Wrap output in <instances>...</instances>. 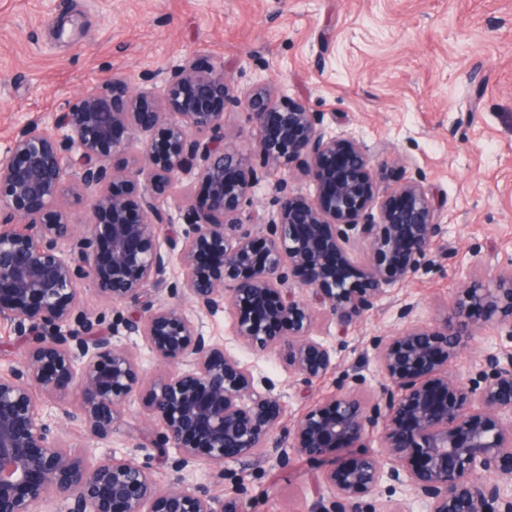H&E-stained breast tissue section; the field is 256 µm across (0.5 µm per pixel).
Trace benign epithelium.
Masks as SVG:
<instances>
[{
    "mask_svg": "<svg viewBox=\"0 0 512 512\" xmlns=\"http://www.w3.org/2000/svg\"><path fill=\"white\" fill-rule=\"evenodd\" d=\"M229 107L247 111L255 144L246 152L225 142ZM136 132L148 135L140 153L129 147ZM385 154L378 149L374 162L357 140L328 134L324 113L300 100L263 86L238 93L194 56L171 71L158 99L116 73L52 125L25 122L0 155V319L22 338L19 366L0 371V512H36L52 495L56 512H245L243 480L230 477L221 497L188 482L196 465L286 467L295 456L324 464L307 512H411L415 501L429 512H512V348L484 350L466 379L452 374L474 335L472 311L512 340V267L465 282L433 329L402 306L404 328L372 343L377 391L362 396L366 378L356 375L286 429L275 385L256 379L180 305L156 297L171 258L155 229L174 222L164 202L186 178L201 191L184 192L186 228L176 242L184 275L169 293L188 296L200 314L235 311L236 341L275 355L304 384L335 370L350 329L387 286L431 260L444 234L443 203L413 177L387 186ZM282 170L276 213L242 217L254 188ZM295 174L313 179L312 199L294 193ZM87 192L92 219L79 234L59 202ZM354 237L370 260L348 284L336 263ZM295 274L298 292L284 287ZM84 282L112 307L135 310L103 326L81 306ZM320 314L336 326V342L321 335ZM131 336L165 370L147 373L118 342ZM37 393L54 413H39ZM73 393L78 415L66 406ZM135 394L156 446L174 450L163 483L136 460L148 428L122 412ZM62 418L92 440L126 426L133 448L90 461L61 440ZM373 432L380 448L368 450ZM384 488L402 496L378 505Z\"/></svg>",
    "mask_w": 512,
    "mask_h": 512,
    "instance_id": "benign-epithelium-1",
    "label": "benign epithelium"
}]
</instances>
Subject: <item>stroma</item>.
I'll use <instances>...</instances> for the list:
<instances>
[{"label":"stroma","instance_id":"1","mask_svg":"<svg viewBox=\"0 0 512 512\" xmlns=\"http://www.w3.org/2000/svg\"><path fill=\"white\" fill-rule=\"evenodd\" d=\"M189 56L221 67L240 92L286 90L324 113L328 132L368 150L387 144L392 181L420 177L443 200L448 228L432 260L349 332L337 367L319 381L289 377L275 356L233 336L232 311L197 314L202 332L271 380L294 416L333 393L345 375L373 377L372 342L398 333V310L433 326L463 281L512 266V0H0V149L27 120L54 116L87 88L123 73L161 94ZM474 339L453 366L466 377L501 343L473 316ZM71 450L96 459L125 453L126 431L89 440L62 422ZM250 489L247 512H306L315 460L281 469L228 463Z\"/></svg>","mask_w":512,"mask_h":512}]
</instances>
